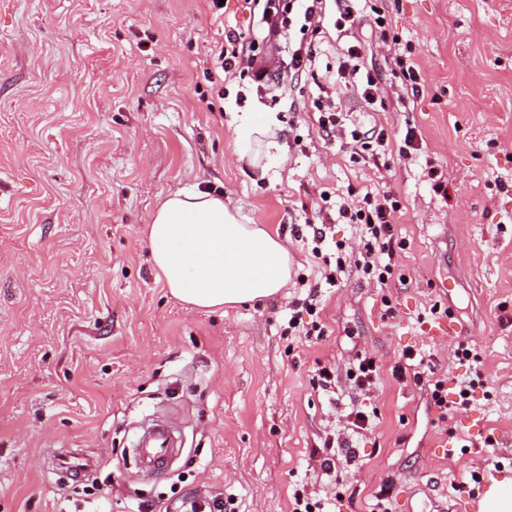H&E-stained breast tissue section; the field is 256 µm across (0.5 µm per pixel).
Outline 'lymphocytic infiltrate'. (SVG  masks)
I'll return each mask as SVG.
<instances>
[{
  "instance_id": "obj_1",
  "label": "lymphocytic infiltrate",
  "mask_w": 512,
  "mask_h": 512,
  "mask_svg": "<svg viewBox=\"0 0 512 512\" xmlns=\"http://www.w3.org/2000/svg\"><path fill=\"white\" fill-rule=\"evenodd\" d=\"M252 6L261 7V18L267 23V39L274 40L281 32L293 24L302 29L319 30L322 21L323 0H286L277 4L276 0H247ZM361 17L354 7V0H336L334 28L341 41L336 77L332 83L333 96L317 98L315 125L319 135L328 143L349 148L352 157L376 158L384 149L389 133L385 126L370 129L349 126L340 106L334 102V95L344 90L354 89L359 97L370 106L379 101V75L376 70L364 64L365 49L355 37ZM247 52L244 37L235 30H228L220 50L211 53L203 60V74L211 84L216 96H223L227 79L235 77ZM401 206L396 196L388 191L368 192L357 201L340 205L338 219L345 224L356 225L359 232L360 249L347 251L345 244H337L335 256L324 255L322 243L323 229L313 231V238L306 248L311 257L318 259L322 268V285H310L309 293L302 301L301 309L293 310L289 320V330H296L301 324H309L311 331L322 332L323 325L317 312V291L319 287H338L346 268L360 272L367 282L375 287H389L397 266L396 255L404 243L395 234V224ZM424 358L420 352L409 349L403 352L392 369L393 376L400 381L427 382L430 404L439 412L440 422L450 419L449 412L471 403L475 391L483 386L482 376H475L456 388H449L448 378L436 371L421 373Z\"/></svg>"
}]
</instances>
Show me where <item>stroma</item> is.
I'll list each match as a JSON object with an SVG mask.
<instances>
[{
	"instance_id": "1",
	"label": "stroma",
	"mask_w": 512,
	"mask_h": 512,
	"mask_svg": "<svg viewBox=\"0 0 512 512\" xmlns=\"http://www.w3.org/2000/svg\"><path fill=\"white\" fill-rule=\"evenodd\" d=\"M242 2L227 0L219 18L205 0H0V512H158L215 497L224 512H292L299 486L341 512H378L386 480L389 512H479L483 487L461 491L464 475H512V192L494 185L512 179V0H373L427 85L408 92L377 30L358 29L384 106L353 92L342 105L359 126L391 131L378 166L327 148L310 121L336 70L332 0L319 34L282 37L313 42L312 75H291L254 44L286 109L271 131L277 151L239 157L237 117L267 121L236 99L251 74L215 99L199 61L225 26L251 32ZM407 123L423 140L412 158ZM429 160L448 198L425 177ZM186 188L223 196L288 247L291 275L275 299L207 312L170 296L145 228ZM377 190L402 205L394 316L355 271L322 290L323 335H285L289 302L320 278L301 234L349 194ZM437 303L464 338L422 331ZM461 340L478 367L455 360ZM409 348L450 384L477 370L487 379L489 395L458 409L451 432L424 386L392 376ZM360 352L381 371L373 426L354 436L335 403L360 399L345 376ZM327 365L338 371L331 392L318 382ZM152 418L182 440L160 473L129 455ZM449 434L453 458L440 450ZM335 436L359 453L357 466L339 464V484L311 456ZM70 451L95 460L90 476L59 470Z\"/></svg>"
}]
</instances>
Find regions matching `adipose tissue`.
<instances>
[{
    "label": "adipose tissue",
    "instance_id": "1",
    "mask_svg": "<svg viewBox=\"0 0 512 512\" xmlns=\"http://www.w3.org/2000/svg\"><path fill=\"white\" fill-rule=\"evenodd\" d=\"M147 241L169 293L204 310L272 297L290 275L289 251L281 241L243 223L223 197L193 189L160 203Z\"/></svg>",
    "mask_w": 512,
    "mask_h": 512
}]
</instances>
